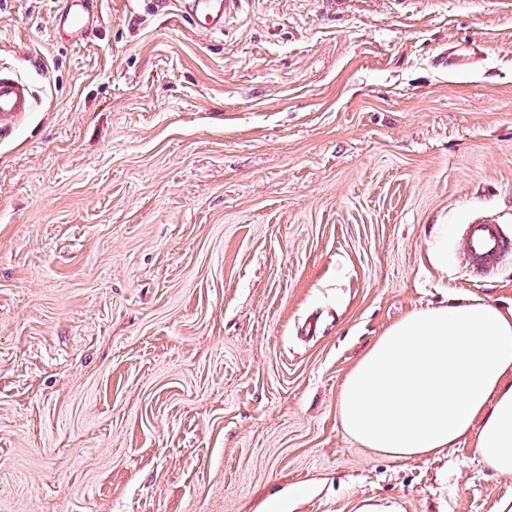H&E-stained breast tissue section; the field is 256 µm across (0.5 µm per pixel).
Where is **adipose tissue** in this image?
Masks as SVG:
<instances>
[{"label": "adipose tissue", "instance_id": "obj_1", "mask_svg": "<svg viewBox=\"0 0 512 512\" xmlns=\"http://www.w3.org/2000/svg\"><path fill=\"white\" fill-rule=\"evenodd\" d=\"M338 413L353 441L396 459L476 431L483 467L512 477V307L469 295L410 312L347 375Z\"/></svg>", "mask_w": 512, "mask_h": 512}]
</instances>
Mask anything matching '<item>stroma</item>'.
Here are the masks:
<instances>
[{"label": "stroma", "instance_id": "35a3bbf8", "mask_svg": "<svg viewBox=\"0 0 512 512\" xmlns=\"http://www.w3.org/2000/svg\"><path fill=\"white\" fill-rule=\"evenodd\" d=\"M151 2L72 43L60 0H0L37 98L0 137V512L512 500L473 437L399 460L338 416L411 311L512 304V256L462 248L512 229V0H246L220 34ZM463 236L469 263L480 273L493 269L500 258L512 252V239L490 217L474 219L466 226Z\"/></svg>", "mask_w": 512, "mask_h": 512}]
</instances>
